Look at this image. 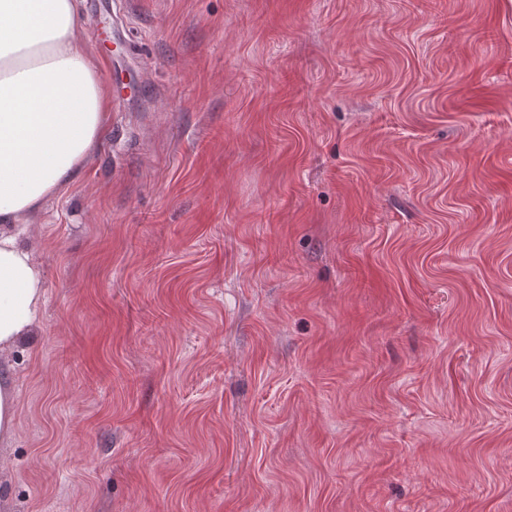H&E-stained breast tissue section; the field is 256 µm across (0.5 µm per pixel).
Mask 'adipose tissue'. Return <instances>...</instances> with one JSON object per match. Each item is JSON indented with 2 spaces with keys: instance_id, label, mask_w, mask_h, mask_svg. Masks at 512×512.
Segmentation results:
<instances>
[{
  "instance_id": "ef3b65f1",
  "label": "adipose tissue",
  "mask_w": 512,
  "mask_h": 512,
  "mask_svg": "<svg viewBox=\"0 0 512 512\" xmlns=\"http://www.w3.org/2000/svg\"><path fill=\"white\" fill-rule=\"evenodd\" d=\"M79 0H0V355L34 335L44 270L26 234L107 133Z\"/></svg>"
}]
</instances>
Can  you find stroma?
Here are the masks:
<instances>
[{
	"mask_svg": "<svg viewBox=\"0 0 512 512\" xmlns=\"http://www.w3.org/2000/svg\"><path fill=\"white\" fill-rule=\"evenodd\" d=\"M143 93L33 227L0 512H512V0H81Z\"/></svg>",
	"mask_w": 512,
	"mask_h": 512,
	"instance_id": "1",
	"label": "stroma"
}]
</instances>
